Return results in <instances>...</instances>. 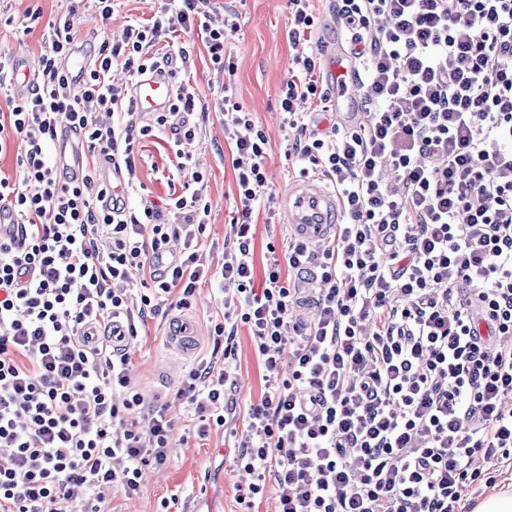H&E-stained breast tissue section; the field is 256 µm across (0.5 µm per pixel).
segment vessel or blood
Masks as SVG:
<instances>
[{
	"mask_svg": "<svg viewBox=\"0 0 512 512\" xmlns=\"http://www.w3.org/2000/svg\"><path fill=\"white\" fill-rule=\"evenodd\" d=\"M326 64V102L336 112H356L360 109L359 82L341 35L321 39L317 45ZM88 61L81 50L62 62V68L73 86H81ZM13 77L19 93L31 90L36 75L25 54L13 57ZM175 91L169 68L146 71L126 85L124 93L135 105L137 112L150 116L166 111ZM82 138L70 129H62L55 147V158L60 170L70 179L78 181L84 175ZM279 205L292 235L301 241L315 243L331 234L338 222L336 194L315 179H303L281 193Z\"/></svg>",
	"mask_w": 512,
	"mask_h": 512,
	"instance_id": "1",
	"label": "vessel or blood"
}]
</instances>
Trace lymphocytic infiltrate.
<instances>
[{"mask_svg":"<svg viewBox=\"0 0 512 512\" xmlns=\"http://www.w3.org/2000/svg\"><path fill=\"white\" fill-rule=\"evenodd\" d=\"M224 62L235 10L215 0H169ZM367 61L359 125L311 130L301 105L323 99L313 56L296 58L280 109L293 155L336 194L341 222L316 245L289 238L283 260L257 275L252 219L268 189L267 137L225 86L217 106L231 150L239 215L218 263L197 245L210 214L207 182L192 168L201 98L177 86L154 125L137 126L121 97L167 35L163 15L103 42L83 86L59 68L72 49L74 13L51 25L39 82L0 111V146L20 149L22 182L0 176V205L15 236L0 238V512H61L76 490L86 512L112 491H137L148 466L170 460L176 421L148 404L110 335L136 337L172 292L225 286L213 346L184 376L177 400L200 436L224 423L234 390L224 363L246 325L264 391L236 443L251 477L238 497L255 505L274 477L280 512H460L467 486L512 457V0H342ZM74 127L85 177H62L49 152ZM170 129L191 196L172 216L141 185L139 139ZM111 159L123 192L103 202L96 164ZM177 259L154 256L171 239ZM149 277L133 294L127 284Z\"/></svg>","mask_w":512,"mask_h":512,"instance_id":"lymphocytic-infiltrate-1","label":"lymphocytic infiltrate"}]
</instances>
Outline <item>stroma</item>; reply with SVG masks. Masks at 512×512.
<instances>
[{
    "label": "stroma",
    "mask_w": 512,
    "mask_h": 512,
    "mask_svg": "<svg viewBox=\"0 0 512 512\" xmlns=\"http://www.w3.org/2000/svg\"><path fill=\"white\" fill-rule=\"evenodd\" d=\"M217 2L235 8L241 15L240 30L227 33L224 39L232 72L218 69L201 39L185 35L178 26L173 29V42L162 41L154 47L158 54L172 46L187 49L190 59L178 66L174 78L190 80L202 93L205 110L193 117L200 131L192 153L206 177V199L211 207L210 222L198 238V249L212 260L218 258V250L229 235L236 193L230 149L224 142V118L214 100L224 82L233 84L235 101L251 112L268 138L266 170L272 196H279L288 184L301 177L299 166L289 155V132L279 109L280 90L297 53L287 38L288 2ZM161 5V0H118L111 23L102 32L92 0H81L74 31L86 35V51L93 57L103 40H119L127 25L150 18ZM70 6V0H0V53L37 55L49 22L66 13ZM35 9L40 10L41 17L33 26L29 14ZM138 167L142 188L140 193L130 195V206H137L141 195L179 196L192 185L189 173L177 170L175 156L164 139L141 141ZM215 293L214 284H201L188 306L169 309L167 317L148 320L137 338L130 340L127 352L131 375L135 382L146 384L147 394L164 397L175 392L185 370L211 345V328L222 319ZM174 316L190 319L197 328L198 336L190 352H178L167 343V325ZM236 343L237 356L230 372L237 380V405L226 414L224 426L213 429L209 438H199V421L193 411L182 404H172L176 426L171 436L169 466L161 471L146 470L138 493L129 495L115 489L108 505L110 512H240L237 496L243 473L229 448L244 429L248 405L260 398L261 373L246 326H239Z\"/></svg>",
    "instance_id": "obj_1"
}]
</instances>
